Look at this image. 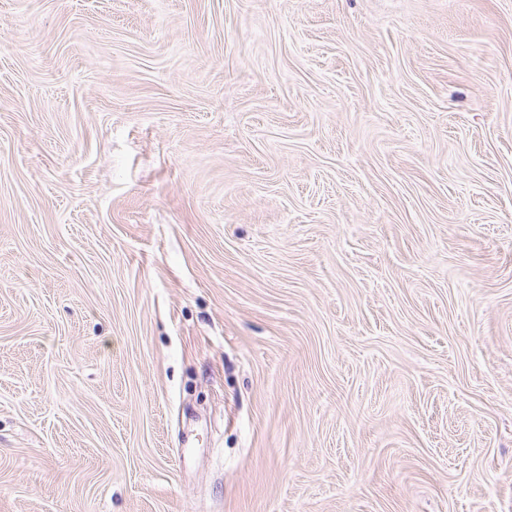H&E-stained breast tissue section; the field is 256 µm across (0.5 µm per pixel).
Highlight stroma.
Masks as SVG:
<instances>
[{"label":"stroma","instance_id":"obj_1","mask_svg":"<svg viewBox=\"0 0 512 512\" xmlns=\"http://www.w3.org/2000/svg\"><path fill=\"white\" fill-rule=\"evenodd\" d=\"M0 512H512V0H0Z\"/></svg>","mask_w":512,"mask_h":512}]
</instances>
